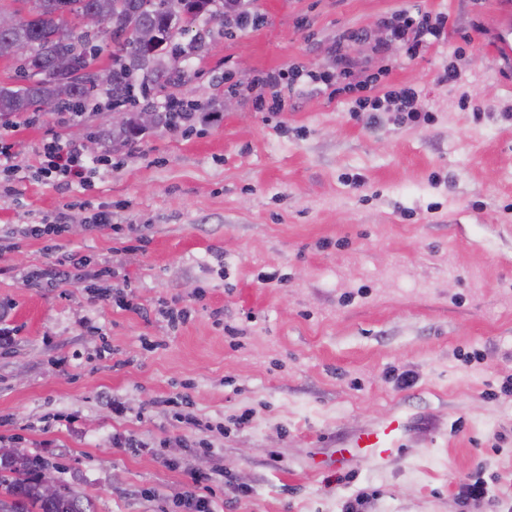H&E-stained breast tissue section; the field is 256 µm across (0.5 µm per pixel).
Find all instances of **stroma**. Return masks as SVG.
Instances as JSON below:
<instances>
[{
	"mask_svg": "<svg viewBox=\"0 0 512 512\" xmlns=\"http://www.w3.org/2000/svg\"><path fill=\"white\" fill-rule=\"evenodd\" d=\"M256 7L261 26H213L180 62L184 77L151 88L158 119L134 146L113 140L107 107L63 126L46 107L13 131L0 238L62 212L82 221L62 250L91 263L85 284L51 288L19 276L45 263L41 242L0 255V303L19 329L0 351V448L43 462L97 512H184L190 490L217 512H343L361 489L368 512H512V395L499 392L512 376V121L501 117L512 62L497 55L512 0ZM419 10L447 15L444 37L412 61L378 55L382 20ZM348 29L366 34L349 53L376 76L367 96L414 88L431 121L383 112L370 126L351 115L355 94L324 90L256 108L274 97L257 77L331 69ZM451 63L460 82L440 84ZM170 98L199 101L206 118L170 129L159 119ZM54 137L111 154L113 168L88 188L40 177ZM99 208L144 243L123 250L111 229L89 228ZM107 264L113 277L95 280ZM176 302L191 315L171 327L158 312ZM473 350L483 361L466 360ZM395 370L414 384L396 388ZM186 392L224 427L209 446L181 447L184 430L156 404ZM246 410L252 422L238 426ZM396 416L402 448L375 465L352 442ZM116 432L141 448L113 447ZM219 468L226 482L193 484ZM469 476L488 493L465 507Z\"/></svg>",
	"mask_w": 512,
	"mask_h": 512,
	"instance_id": "stroma-1",
	"label": "stroma"
}]
</instances>
